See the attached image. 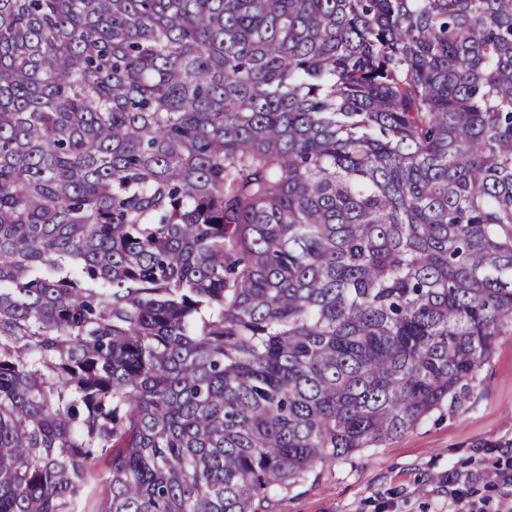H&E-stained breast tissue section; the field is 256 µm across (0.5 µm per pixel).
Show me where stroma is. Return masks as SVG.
I'll return each instance as SVG.
<instances>
[{"instance_id":"stroma-1","label":"stroma","mask_w":512,"mask_h":512,"mask_svg":"<svg viewBox=\"0 0 512 512\" xmlns=\"http://www.w3.org/2000/svg\"><path fill=\"white\" fill-rule=\"evenodd\" d=\"M512 447V334L497 339L462 410L434 411L414 429L277 492L273 512H446L448 481L469 477L473 498L496 508Z\"/></svg>"}]
</instances>
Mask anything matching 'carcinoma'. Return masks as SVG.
Returning <instances> with one entry per match:
<instances>
[{
  "mask_svg": "<svg viewBox=\"0 0 512 512\" xmlns=\"http://www.w3.org/2000/svg\"><path fill=\"white\" fill-rule=\"evenodd\" d=\"M507 328L512 0H0V512H270Z\"/></svg>",
  "mask_w": 512,
  "mask_h": 512,
  "instance_id": "obj_1",
  "label": "carcinoma"
}]
</instances>
